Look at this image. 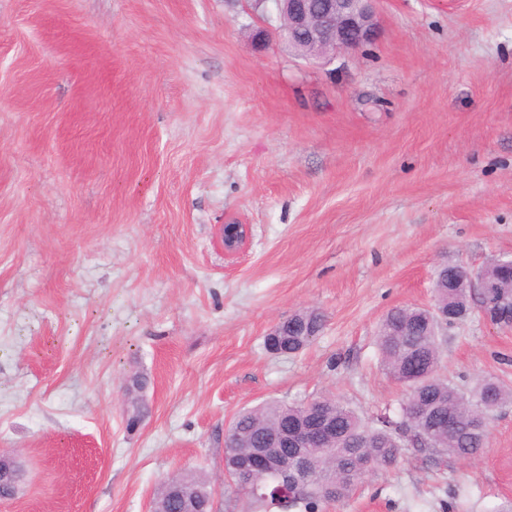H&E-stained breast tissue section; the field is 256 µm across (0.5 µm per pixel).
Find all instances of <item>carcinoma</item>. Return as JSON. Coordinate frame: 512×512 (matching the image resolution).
I'll return each instance as SVG.
<instances>
[{"instance_id":"obj_1","label":"carcinoma","mask_w":512,"mask_h":512,"mask_svg":"<svg viewBox=\"0 0 512 512\" xmlns=\"http://www.w3.org/2000/svg\"><path fill=\"white\" fill-rule=\"evenodd\" d=\"M458 276L456 266L439 269L433 279L432 304L428 307H397L382 320L376 346L390 377L405 388L401 416L381 413L372 424L361 418L340 399L320 398L322 411L336 428V442L328 448H307L309 467L299 477L296 497L283 508L320 512L325 505L340 502L363 482L372 470H386L398 462L403 444L421 452L467 459L480 454L487 443L490 414L512 404V387L494 377L479 380L464 392L440 378L441 340L445 328L441 314L454 301L460 321L477 314L466 298H453L448 282ZM305 321L290 325L264 341L265 349L281 356L296 355L308 347L324 325V315L303 310ZM144 374L132 377V412L144 418L149 407L139 396L148 386ZM316 401L290 404L280 401L244 408L227 429L229 444L224 449L228 474L232 466L254 449L265 447L274 431L295 423L312 424ZM189 497L200 498L210 491L211 481L201 473L177 477Z\"/></svg>"}]
</instances>
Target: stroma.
I'll use <instances>...</instances> for the list:
<instances>
[{"label":"stroma","instance_id":"35a3bbf8","mask_svg":"<svg viewBox=\"0 0 512 512\" xmlns=\"http://www.w3.org/2000/svg\"><path fill=\"white\" fill-rule=\"evenodd\" d=\"M255 0H0V512H146L200 471L217 512L235 414L332 395L399 412L375 336L436 270L512 258V0H379L322 63ZM251 225L224 257L221 228ZM315 309L302 353L263 347ZM147 372L150 412L125 422ZM442 377L512 386V328L448 331ZM512 406L484 453L406 447L324 512H500Z\"/></svg>","mask_w":512,"mask_h":512}]
</instances>
